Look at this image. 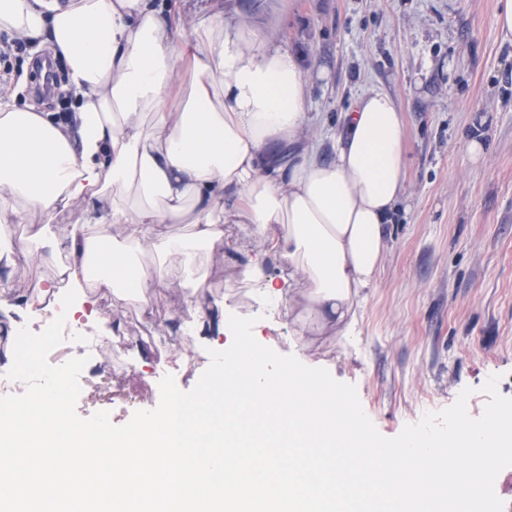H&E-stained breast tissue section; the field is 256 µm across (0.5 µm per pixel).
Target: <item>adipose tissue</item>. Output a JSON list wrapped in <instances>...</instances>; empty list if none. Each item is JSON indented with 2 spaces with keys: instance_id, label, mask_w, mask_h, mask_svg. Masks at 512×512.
<instances>
[{
  "instance_id": "ef3b65f1",
  "label": "adipose tissue",
  "mask_w": 512,
  "mask_h": 512,
  "mask_svg": "<svg viewBox=\"0 0 512 512\" xmlns=\"http://www.w3.org/2000/svg\"><path fill=\"white\" fill-rule=\"evenodd\" d=\"M60 50L72 122L0 100V285L17 267L14 227L37 218L42 261L89 303V276L117 300L150 305L175 282L202 288L205 255L227 224L254 225L288 269L245 271L268 307L305 301L300 325L352 335L354 306L376 283L405 175L404 124L373 91L342 117L332 152L295 164L272 147L307 114L295 55L217 14L186 26L175 0H0V30ZM83 223L46 235L58 208ZM187 224L185 235L165 232Z\"/></svg>"
}]
</instances>
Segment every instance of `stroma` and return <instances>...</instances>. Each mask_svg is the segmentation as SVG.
Listing matches in <instances>:
<instances>
[{"label":"stroma","mask_w":512,"mask_h":512,"mask_svg":"<svg viewBox=\"0 0 512 512\" xmlns=\"http://www.w3.org/2000/svg\"><path fill=\"white\" fill-rule=\"evenodd\" d=\"M181 9L195 20L223 10L225 22L261 29L298 57L308 119L297 140L282 146L283 157L297 161L330 144L343 112L370 91L393 96L406 140L402 203L378 281L357 303L358 336H302L298 309L268 313L244 284L258 239L249 225L228 224L190 330L194 350L228 341L199 331V322L260 318L259 343L354 385L389 438L467 387L474 390L468 412L480 416L488 401L482 387L493 374L512 398V43L496 30L495 0H181ZM473 137L486 146L476 162L466 150ZM31 263V254L20 255L12 287L0 288V332L39 325L26 304L38 287ZM190 298L179 285L159 297L148 309L146 336L129 309L96 295L101 335L120 333L129 348L125 364L106 353L87 362L78 415L106 410L125 424L158 405L168 374L181 391L193 389L204 365L176 363L173 339L162 331L184 325Z\"/></svg>","instance_id":"obj_1"}]
</instances>
